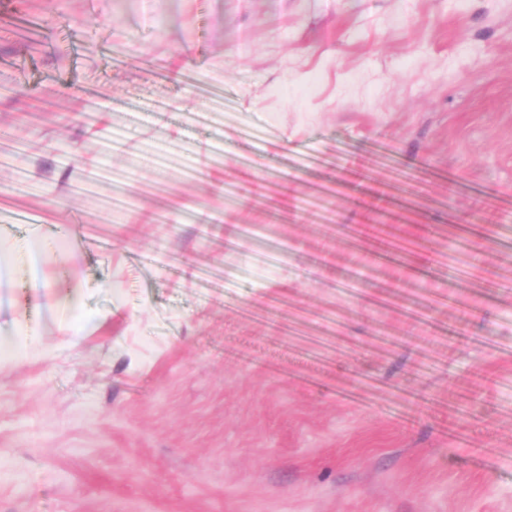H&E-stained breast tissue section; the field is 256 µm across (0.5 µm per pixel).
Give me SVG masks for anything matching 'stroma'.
<instances>
[{"instance_id":"obj_1","label":"stroma","mask_w":512,"mask_h":512,"mask_svg":"<svg viewBox=\"0 0 512 512\" xmlns=\"http://www.w3.org/2000/svg\"><path fill=\"white\" fill-rule=\"evenodd\" d=\"M1 128L0 512H512V0H0Z\"/></svg>"}]
</instances>
